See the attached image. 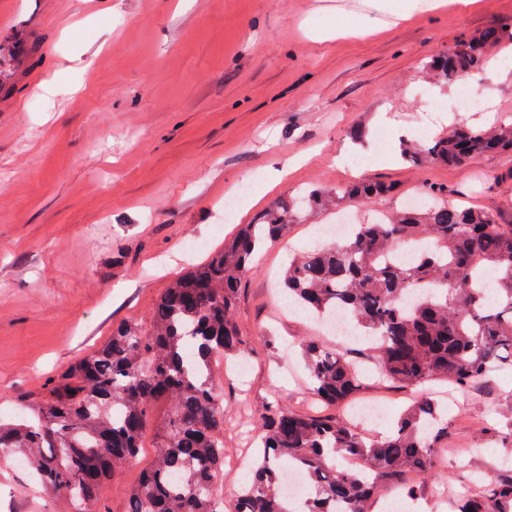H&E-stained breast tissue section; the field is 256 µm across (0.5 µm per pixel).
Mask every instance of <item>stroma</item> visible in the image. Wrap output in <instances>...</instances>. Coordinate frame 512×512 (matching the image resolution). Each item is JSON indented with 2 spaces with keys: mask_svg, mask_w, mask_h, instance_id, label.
Wrapping results in <instances>:
<instances>
[{
  "mask_svg": "<svg viewBox=\"0 0 512 512\" xmlns=\"http://www.w3.org/2000/svg\"><path fill=\"white\" fill-rule=\"evenodd\" d=\"M512 23V0H440L398 21L372 0H0V39L18 41L24 66L0 88V414L16 413L81 351L123 321L148 323L177 274L231 239L272 201L310 185L382 181L398 194L344 202L356 215L393 212L435 188L450 204L512 224V155L454 167L411 166L403 141L463 120L512 117V68L485 74L484 108L454 109L459 85L433 83L424 64L477 32ZM364 128L368 147L352 132ZM251 185L250 210L224 196ZM318 211L265 249L242 283L236 320L248 375H224L219 411L231 464L218 500L241 484L267 405L317 412L298 345L324 334L288 311L277 279L310 250ZM200 242L189 251L186 240ZM275 336L266 345L265 336ZM448 407L447 465L457 484L499 474L512 450L489 434L512 391V370L489 386L431 385ZM360 393L390 417L413 390L368 375ZM153 455L129 464L100 503L125 512L127 491ZM20 469L0 464V512H56Z\"/></svg>",
  "mask_w": 512,
  "mask_h": 512,
  "instance_id": "35a3bbf8",
  "label": "stroma"
}]
</instances>
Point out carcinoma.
<instances>
[{
    "label": "carcinoma",
    "mask_w": 512,
    "mask_h": 512,
    "mask_svg": "<svg viewBox=\"0 0 512 512\" xmlns=\"http://www.w3.org/2000/svg\"><path fill=\"white\" fill-rule=\"evenodd\" d=\"M484 31L437 53L425 68L447 83L512 42V29ZM18 45L0 42V83ZM487 154H512V122L478 127L459 121L434 137L404 142L412 165L458 166ZM383 182L341 188L312 186L260 211L224 247L173 278L152 305L148 325L112 326L109 336L49 378L41 393L10 418L0 417V457L22 462L58 512H86L142 453L148 427L154 454L128 493L126 512H224L214 493L224 468L214 360L248 354L235 320L238 292L253 255L288 235L308 214L345 200L393 192ZM429 203L364 221L341 241L288 260L283 296L311 317L344 312L364 336L381 375L404 387L442 380L466 389L512 368V224L487 211ZM430 243L403 263L402 242ZM485 263L480 271L475 257ZM307 392L336 405L354 397L359 373L349 355L323 341L303 344ZM261 449L253 477L237 492L233 512H372L386 488L407 473L442 475L439 448L448 443L443 412L421 399L393 429L369 438L346 417L300 415L271 404L260 414ZM363 461L362 475L342 465ZM301 469L306 507L279 492L281 476ZM458 512H512V475L490 476L461 497Z\"/></svg>",
    "instance_id": "carcinoma-1"
}]
</instances>
